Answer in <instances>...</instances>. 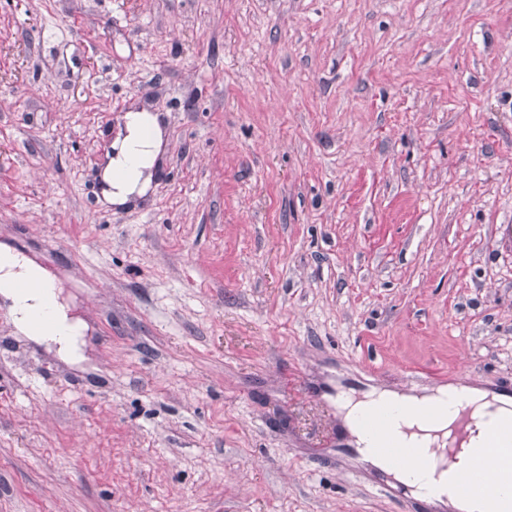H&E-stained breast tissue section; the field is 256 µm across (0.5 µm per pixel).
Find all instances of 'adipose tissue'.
Listing matches in <instances>:
<instances>
[{
	"label": "adipose tissue",
	"instance_id": "ef3b65f1",
	"mask_svg": "<svg viewBox=\"0 0 512 512\" xmlns=\"http://www.w3.org/2000/svg\"><path fill=\"white\" fill-rule=\"evenodd\" d=\"M163 146L164 131L156 115L127 112L124 134L115 141V153L100 176L103 200L122 206L145 195ZM58 285V278L37 260L9 246H0V296L10 303L9 312L17 331L38 342L54 343L63 357L72 358L82 326L60 301ZM379 407L389 411L400 440L418 445L430 457L444 447L461 411H471L474 417L491 422L512 414L511 402L476 386L448 385L422 395L375 388L359 397L346 394L337 400L338 416L361 461L414 486L419 500L434 504L443 501L434 467H399L375 453L376 441L363 430L362 423Z\"/></svg>",
	"mask_w": 512,
	"mask_h": 512
}]
</instances>
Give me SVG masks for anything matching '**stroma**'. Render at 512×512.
Listing matches in <instances>:
<instances>
[{
    "mask_svg": "<svg viewBox=\"0 0 512 512\" xmlns=\"http://www.w3.org/2000/svg\"><path fill=\"white\" fill-rule=\"evenodd\" d=\"M162 113L151 195L98 173ZM89 327L0 301V512H437L336 396L512 387V0H0V244ZM33 282L36 290L19 291L13 286ZM59 280L37 260L22 255L7 245L0 246V295L10 302L9 312L17 331L37 342H51L65 358H76V340L82 325L59 300ZM48 311L51 323L36 318Z\"/></svg>",
    "mask_w": 512,
    "mask_h": 512,
    "instance_id": "obj_1",
    "label": "stroma"
}]
</instances>
